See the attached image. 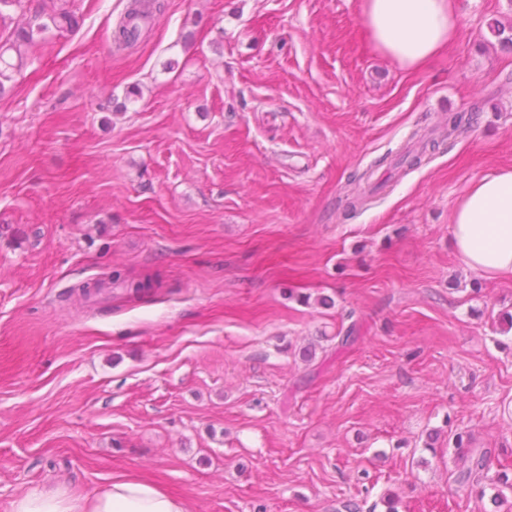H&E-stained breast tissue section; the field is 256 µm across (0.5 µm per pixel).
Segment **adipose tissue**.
Returning a JSON list of instances; mask_svg holds the SVG:
<instances>
[{
    "label": "adipose tissue",
    "instance_id": "adipose-tissue-1",
    "mask_svg": "<svg viewBox=\"0 0 512 512\" xmlns=\"http://www.w3.org/2000/svg\"><path fill=\"white\" fill-rule=\"evenodd\" d=\"M362 14L375 48L415 71L446 51L458 29L456 0H363ZM450 232L468 268L488 277L512 276L511 167L470 182ZM13 512H187V507L156 483L123 474L91 497L28 493Z\"/></svg>",
    "mask_w": 512,
    "mask_h": 512
}]
</instances>
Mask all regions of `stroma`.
<instances>
[{
    "instance_id": "obj_1",
    "label": "stroma",
    "mask_w": 512,
    "mask_h": 512,
    "mask_svg": "<svg viewBox=\"0 0 512 512\" xmlns=\"http://www.w3.org/2000/svg\"><path fill=\"white\" fill-rule=\"evenodd\" d=\"M129 2L72 0L78 27L0 93V512L116 474L188 512H512L454 483L448 446L468 432L512 476V277L450 241L468 184L512 167L489 29L512 0H458L417 72L361 0H163L119 50ZM116 270L154 286L84 300ZM471 117H466L464 112L449 114L437 129L432 130L430 134H420L414 132L411 140H415L412 145H407L401 153L400 160L394 165L395 168L404 170L405 167L412 168L420 165L423 156L428 148L434 150L439 144L436 137L432 135L439 130L440 141L450 140L466 124H469Z\"/></svg>"
}]
</instances>
